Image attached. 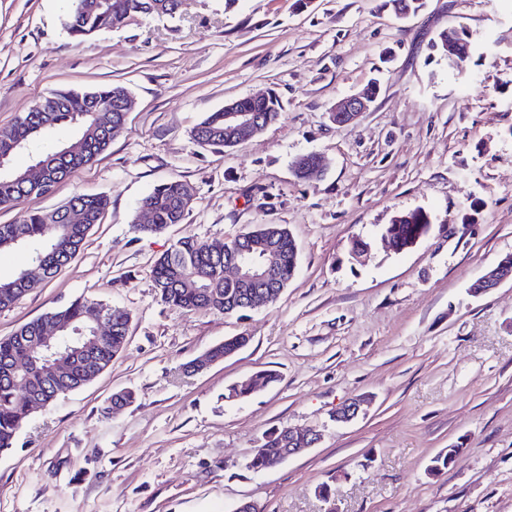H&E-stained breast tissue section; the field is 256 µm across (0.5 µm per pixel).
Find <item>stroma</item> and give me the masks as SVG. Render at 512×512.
<instances>
[{
	"mask_svg": "<svg viewBox=\"0 0 512 512\" xmlns=\"http://www.w3.org/2000/svg\"><path fill=\"white\" fill-rule=\"evenodd\" d=\"M68 0H0V130L51 92L102 85L136 104L109 147L51 194L0 206V224L73 195L109 206L78 254L0 312V338L77 298L131 314L127 345L92 383L32 414L0 450V512H512V283L469 288L512 252V0H184L175 17L131 15L86 41ZM484 42L460 70L445 29ZM349 126L327 115L371 82ZM275 90L279 118L239 146H200L193 129L229 101ZM314 153L322 172L297 178ZM177 179L195 189L184 221L136 231L140 202ZM432 228L396 251L395 215ZM259 224L288 227L299 251L279 299L245 318L181 311L152 277L194 236L221 243ZM369 243L367 256L351 242ZM246 347L200 372L224 338ZM277 382L229 400L254 374ZM136 400L112 408L114 393ZM367 403L339 423L347 401ZM321 433L306 453L247 464L276 427ZM456 454L432 474L433 459Z\"/></svg>",
	"mask_w": 512,
	"mask_h": 512,
	"instance_id": "1",
	"label": "stroma"
}]
</instances>
